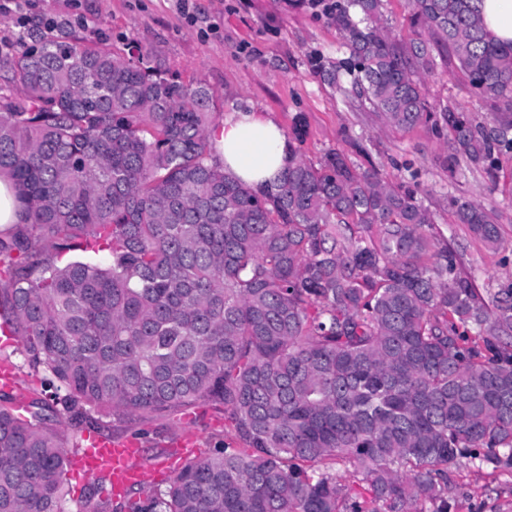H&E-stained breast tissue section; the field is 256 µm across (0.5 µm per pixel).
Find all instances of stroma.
<instances>
[{
	"mask_svg": "<svg viewBox=\"0 0 512 512\" xmlns=\"http://www.w3.org/2000/svg\"><path fill=\"white\" fill-rule=\"evenodd\" d=\"M55 24L68 33L104 42L114 52L147 53L152 63L206 83L220 112L254 108L290 129L296 113L306 119L303 150L318 160L337 149L362 167H376L391 182L416 180L419 200L434 214L432 233L444 235L478 288H512V156L504 157L497 179L480 172L450 178L441 163L444 143L426 127L381 129L371 113L347 106L312 66L315 54L336 60L346 55L334 26L316 19L300 0H0V47L19 35L46 32ZM429 103L452 104L483 122L492 121L490 103L453 75L446 53L435 55L424 80ZM466 197L500 215L503 239L493 250L456 223L450 197ZM115 437L137 434L147 459L163 460L176 444L193 438L199 457L218 444L237 446L222 408L203 405L191 415L158 414L150 420L101 418L90 414L86 427ZM64 512H140L165 479L109 498L102 482L63 471ZM450 512H512V477L475 467L448 471Z\"/></svg>",
	"mask_w": 512,
	"mask_h": 512,
	"instance_id": "obj_1",
	"label": "stroma"
}]
</instances>
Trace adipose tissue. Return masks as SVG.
I'll list each match as a JSON object with an SVG mask.
<instances>
[{
  "mask_svg": "<svg viewBox=\"0 0 512 512\" xmlns=\"http://www.w3.org/2000/svg\"><path fill=\"white\" fill-rule=\"evenodd\" d=\"M217 158L233 178L262 188L288 165V140L268 113L236 110L211 130Z\"/></svg>",
  "mask_w": 512,
  "mask_h": 512,
  "instance_id": "adipose-tissue-1",
  "label": "adipose tissue"
}]
</instances>
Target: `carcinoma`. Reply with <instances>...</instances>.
Wrapping results in <instances>:
<instances>
[{
  "label": "carcinoma",
  "mask_w": 512,
  "mask_h": 512,
  "mask_svg": "<svg viewBox=\"0 0 512 512\" xmlns=\"http://www.w3.org/2000/svg\"><path fill=\"white\" fill-rule=\"evenodd\" d=\"M348 55L323 82L383 128L423 125L452 176L512 154V43L477 0H305ZM496 109H434V53ZM0 66V177L20 221L0 229V313L52 393L0 406V512H64L57 416L149 419L220 404L242 448L187 462L141 512H448V467L512 476V288L486 301L427 232L407 182L291 147L276 183L224 173L202 82L52 32ZM456 222L490 248L499 216ZM109 251L61 267L65 251ZM409 0H387L385 16L393 33L405 40L414 37L412 34L408 17L411 12Z\"/></svg>",
  "instance_id": "carcinoma-1"
}]
</instances>
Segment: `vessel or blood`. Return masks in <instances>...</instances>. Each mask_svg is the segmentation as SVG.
<instances>
[{
  "instance_id": "1",
  "label": "vessel or blood",
  "mask_w": 512,
  "mask_h": 512,
  "mask_svg": "<svg viewBox=\"0 0 512 512\" xmlns=\"http://www.w3.org/2000/svg\"><path fill=\"white\" fill-rule=\"evenodd\" d=\"M143 456L144 450L135 437L115 438L86 432L73 462L84 473L105 478L104 495L120 497L130 487L146 484L152 479L154 472L143 463Z\"/></svg>"
}]
</instances>
